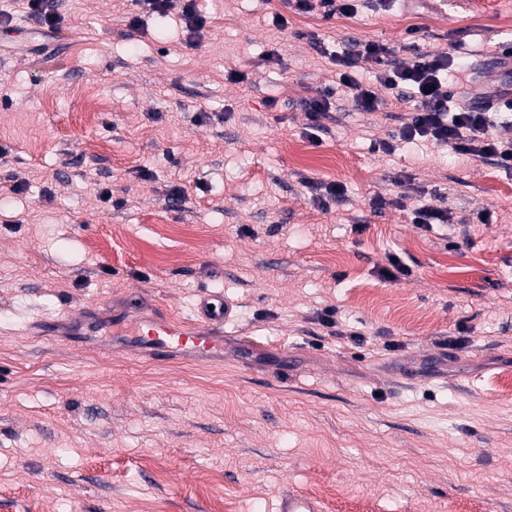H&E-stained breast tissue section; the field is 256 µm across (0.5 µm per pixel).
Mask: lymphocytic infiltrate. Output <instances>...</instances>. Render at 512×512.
I'll return each instance as SVG.
<instances>
[{
    "instance_id": "f902f5d3",
    "label": "lymphocytic infiltrate",
    "mask_w": 512,
    "mask_h": 512,
    "mask_svg": "<svg viewBox=\"0 0 512 512\" xmlns=\"http://www.w3.org/2000/svg\"><path fill=\"white\" fill-rule=\"evenodd\" d=\"M374 63L373 83L355 78L359 60ZM339 67V83L356 110L370 114L384 104V95L409 106L396 141H430L460 155L493 159L512 170V141H502L492 132L495 111H512V92L480 88L464 93L450 90L446 74L454 63L449 52L436 50L420 55L410 67L397 63L389 47L375 41L360 43L357 49L334 57Z\"/></svg>"
}]
</instances>
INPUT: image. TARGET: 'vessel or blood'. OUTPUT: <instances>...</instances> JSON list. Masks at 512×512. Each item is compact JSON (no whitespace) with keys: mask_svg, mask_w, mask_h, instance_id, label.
<instances>
[{"mask_svg":"<svg viewBox=\"0 0 512 512\" xmlns=\"http://www.w3.org/2000/svg\"><path fill=\"white\" fill-rule=\"evenodd\" d=\"M233 318L231 303L209 294L198 304L194 317L185 320L164 312L151 319L131 323V341L137 352L157 360L179 354L203 359L221 349V327ZM280 512H318L316 502L307 494L291 492L281 499Z\"/></svg>","mask_w":512,"mask_h":512,"instance_id":"b4317fda","label":"vessel or blood"}]
</instances>
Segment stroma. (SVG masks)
Segmentation results:
<instances>
[{
  "mask_svg": "<svg viewBox=\"0 0 512 512\" xmlns=\"http://www.w3.org/2000/svg\"><path fill=\"white\" fill-rule=\"evenodd\" d=\"M46 3L58 33L0 0V512H279L290 491L321 512H512V171L378 151L400 118L345 99L320 144L304 133L306 101L338 85L329 53L357 42L407 66L458 45L449 84H497L512 0L328 20L197 0V37L175 14L131 24L132 0ZM308 179L345 194L321 208ZM440 201L451 223L413 224ZM392 256L409 277L382 275ZM208 291L235 313L210 360L112 333Z\"/></svg>",
  "mask_w": 512,
  "mask_h": 512,
  "instance_id": "35a3bbf8",
  "label": "stroma"
}]
</instances>
